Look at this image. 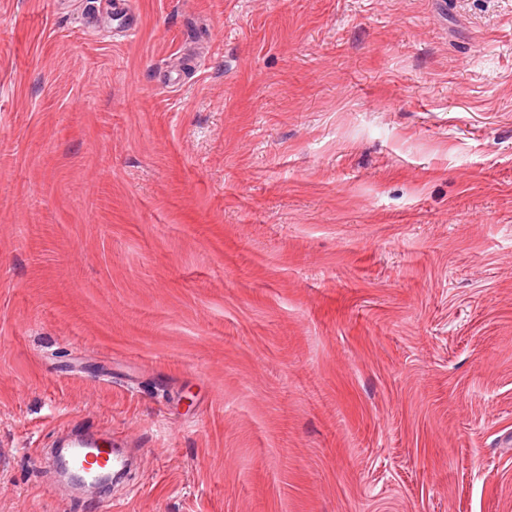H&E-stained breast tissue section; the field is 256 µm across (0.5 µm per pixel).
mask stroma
<instances>
[{
  "label": "stroma",
  "instance_id": "obj_1",
  "mask_svg": "<svg viewBox=\"0 0 512 512\" xmlns=\"http://www.w3.org/2000/svg\"><path fill=\"white\" fill-rule=\"evenodd\" d=\"M130 2L0 0V512H512V0Z\"/></svg>",
  "mask_w": 512,
  "mask_h": 512
}]
</instances>
